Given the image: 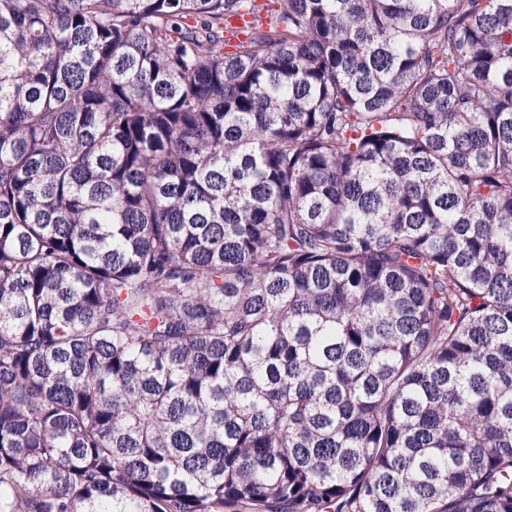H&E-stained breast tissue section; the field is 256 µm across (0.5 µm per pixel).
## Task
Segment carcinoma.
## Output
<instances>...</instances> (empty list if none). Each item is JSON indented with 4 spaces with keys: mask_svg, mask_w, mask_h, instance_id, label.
<instances>
[{
    "mask_svg": "<svg viewBox=\"0 0 512 512\" xmlns=\"http://www.w3.org/2000/svg\"><path fill=\"white\" fill-rule=\"evenodd\" d=\"M0 512H512V0H0Z\"/></svg>",
    "mask_w": 512,
    "mask_h": 512,
    "instance_id": "obj_1",
    "label": "carcinoma"
}]
</instances>
